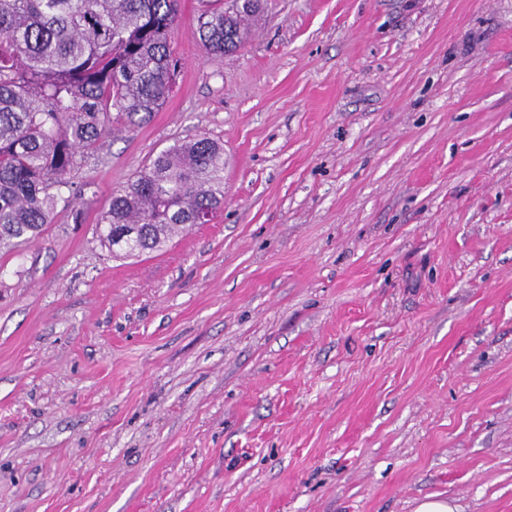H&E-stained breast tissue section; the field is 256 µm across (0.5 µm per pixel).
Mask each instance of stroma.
<instances>
[{
  "instance_id": "1",
  "label": "stroma",
  "mask_w": 512,
  "mask_h": 512,
  "mask_svg": "<svg viewBox=\"0 0 512 512\" xmlns=\"http://www.w3.org/2000/svg\"><path fill=\"white\" fill-rule=\"evenodd\" d=\"M0 253V512H512V0H268ZM224 209L101 248L163 149ZM82 223H74L73 210Z\"/></svg>"
}]
</instances>
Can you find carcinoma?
<instances>
[{
	"instance_id": "obj_1",
	"label": "carcinoma",
	"mask_w": 512,
	"mask_h": 512,
	"mask_svg": "<svg viewBox=\"0 0 512 512\" xmlns=\"http://www.w3.org/2000/svg\"><path fill=\"white\" fill-rule=\"evenodd\" d=\"M198 33L215 58L236 50L264 0H199ZM178 0H0V251L32 242L74 197L71 173L112 132L171 95ZM68 189L69 194L62 193ZM224 206V146L201 137L159 153L117 194L96 233L113 253L162 250ZM115 224H138L116 239Z\"/></svg>"
}]
</instances>
